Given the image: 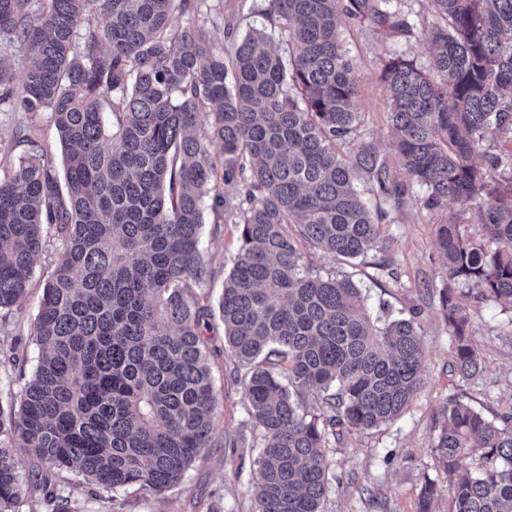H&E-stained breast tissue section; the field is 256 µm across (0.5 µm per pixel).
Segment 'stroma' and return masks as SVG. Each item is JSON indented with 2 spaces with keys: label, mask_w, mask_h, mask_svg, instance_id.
Here are the masks:
<instances>
[{
  "label": "stroma",
  "mask_w": 512,
  "mask_h": 512,
  "mask_svg": "<svg viewBox=\"0 0 512 512\" xmlns=\"http://www.w3.org/2000/svg\"><path fill=\"white\" fill-rule=\"evenodd\" d=\"M265 0H200L195 12L181 16V23L204 26L218 45H228V24L238 33L262 28ZM403 17L412 24L409 34L381 32L370 20L342 19L339 30L345 49L357 65L360 121L352 143L379 146L399 180H406L399 156L391 145L389 103L380 81L384 60L402 54L427 65L426 32L436 19L427 0H402ZM29 128L31 142L19 140V128ZM62 165L59 138L46 114L34 117L0 106V166L16 162L31 144ZM425 192L411 186L403 203L387 205V219L380 233L387 241L381 252H370L355 265L323 256L303 247V262L311 271L351 275L358 281L371 315L388 311H416L423 346L422 386L404 413L380 427L347 431L331 442L327 456L334 478L323 504L324 512H417L418 493L424 477L435 479L439 491L432 512H449V478L435 463L431 444L441 426L440 410L448 395L458 394L486 417L512 408V306L463 298L470 313L472 342L484 371L473 381L458 380L452 371V344L440 311L439 292L448 278L435 239V226L455 217L471 235L482 232L478 209L455 203L439 210L423 205ZM238 229L219 224L205 212L201 249L215 271L198 293L206 304L216 305L237 253ZM53 268L50 258L36 265L27 295L9 311H0V407L18 404L25 381L39 355L33 326L42 283ZM209 366L220 406L217 435L223 445L203 453L180 485L158 496L147 490L106 492L82 477L48 468L26 449L14 448L22 484L19 512H53L48 488L60 490L74 512H251L256 494L255 461L260 451L259 432L246 409V366L224 343V323L213 317L205 331Z\"/></svg>",
  "instance_id": "obj_1"
}]
</instances>
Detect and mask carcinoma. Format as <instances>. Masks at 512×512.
Masks as SVG:
<instances>
[{
	"label": "carcinoma",
	"instance_id": "1",
	"mask_svg": "<svg viewBox=\"0 0 512 512\" xmlns=\"http://www.w3.org/2000/svg\"><path fill=\"white\" fill-rule=\"evenodd\" d=\"M429 3L428 66L396 55L381 81L393 146L424 206L478 203L481 237L452 219L436 225L442 313L455 370L470 380L481 359L457 285L478 302L512 303V150L484 149L494 135L512 138V0ZM194 9L0 0V40L33 60L18 87L0 63V105L48 112L65 149L62 180L43 152L0 167V311L25 297L43 253L57 254L34 322L36 367L19 405L6 418L0 410L13 440H0V512H18L16 446L104 491L159 495L218 447L212 311L195 292L211 276L200 249L207 208L239 227L219 312L225 343L251 366L245 397L264 440L252 512H322L336 428L386 423L421 388L415 318H374L353 279L301 263L305 243L345 262L386 248V213L356 181L395 204L407 185L374 143L338 149L359 117L338 23L410 24L394 0H267L288 55L252 29L226 56L204 28L176 22L175 11ZM303 392L322 413L306 411ZM441 414L437 466L451 474L463 456L478 460L453 485L452 512H512V408L488 419L453 395ZM437 493L425 478L417 512H431Z\"/></svg>",
	"mask_w": 512,
	"mask_h": 512
}]
</instances>
